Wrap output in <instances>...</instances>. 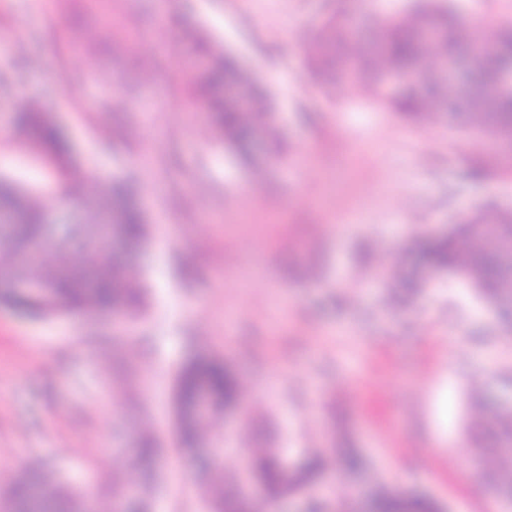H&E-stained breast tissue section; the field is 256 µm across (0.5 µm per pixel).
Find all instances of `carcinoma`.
<instances>
[{
	"label": "carcinoma",
	"instance_id": "carcinoma-1",
	"mask_svg": "<svg viewBox=\"0 0 512 512\" xmlns=\"http://www.w3.org/2000/svg\"><path fill=\"white\" fill-rule=\"evenodd\" d=\"M376 25L375 38L364 41L341 6L323 20L307 44V64L322 87L359 92L413 125L430 128L448 117L468 135L476 128L512 140V93L497 82L499 73L512 69L511 25L500 28L491 39H477L462 13L444 0H406L401 9L377 19ZM426 28L437 32L431 42L420 37ZM463 53L474 60V70L467 83L450 91L448 77L434 59ZM398 71L419 73L420 85L405 93H387L385 78ZM183 110L203 113L205 120L224 132V147L243 159L248 158L254 133L271 136L275 132L269 92L228 51L212 53L208 68L185 97ZM16 125L34 136L37 155L61 179V193L83 197L88 220L53 224L50 209L34 193L1 179L0 210L14 224L0 228V305L33 318L112 309L141 312L143 296L125 253L144 248L149 225L128 188L75 176L72 148L49 114L30 108L18 113ZM109 233L120 240L124 251L107 246ZM406 251L415 259V278L399 279L397 263L383 258L376 266L378 273L389 274L390 301L398 303L431 277L446 273L460 278L481 300L506 314L512 312L511 209L475 211L443 234L412 238ZM23 275L44 280L45 292L29 295L13 288L12 281ZM202 391L211 401V413L198 420L191 407ZM237 403L247 416L256 410L242 396L239 379L224 367V361L201 356L186 363L176 377L180 447H196L211 418ZM469 418L472 425L496 437L493 448L471 454V464L491 490L512 503V408L488 411L484 392L476 387L469 397ZM248 458L266 495L247 501L226 499L224 489L236 486L239 477L224 472L220 482L204 486L209 512H274L285 498L307 489L336 464L343 462L351 471L359 467L358 458L346 448L337 453L315 451L294 469L285 467L278 448H254ZM159 459L160 444L146 430L139 439L137 470L152 475ZM85 495L42 469L12 483L0 496V512H78ZM366 512H437V505L379 485Z\"/></svg>",
	"mask_w": 512,
	"mask_h": 512
}]
</instances>
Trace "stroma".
Returning a JSON list of instances; mask_svg holds the SVG:
<instances>
[{
    "instance_id": "1",
    "label": "stroma",
    "mask_w": 512,
    "mask_h": 512,
    "mask_svg": "<svg viewBox=\"0 0 512 512\" xmlns=\"http://www.w3.org/2000/svg\"><path fill=\"white\" fill-rule=\"evenodd\" d=\"M332 0H0V177L78 215L15 127L35 101L79 168L135 189L154 242L127 261L139 317L30 319L0 306V488L40 464L113 512L114 478L140 482L141 429L161 443L151 512H207L176 442L175 377L223 358L261 403L216 417L203 448L239 468L246 448L289 462L348 438L363 461L323 473V512L367 502L374 478L448 512H506L468 463V386L512 405V325L453 276L390 307L361 266L400 254L414 227L446 232L477 206L512 208V156L473 176L457 130L421 131L352 93L328 96L306 38ZM492 35L512 0H462ZM229 50L269 90L276 137L250 161L181 112L186 82Z\"/></svg>"
}]
</instances>
